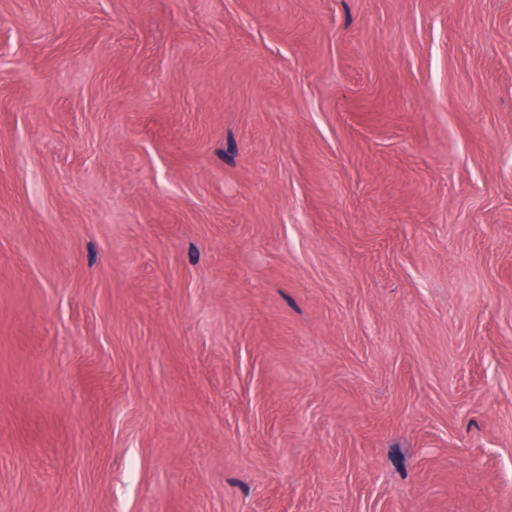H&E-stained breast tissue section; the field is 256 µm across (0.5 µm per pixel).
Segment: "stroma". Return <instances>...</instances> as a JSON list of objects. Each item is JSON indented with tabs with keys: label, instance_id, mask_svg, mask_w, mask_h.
<instances>
[{
	"label": "stroma",
	"instance_id": "obj_1",
	"mask_svg": "<svg viewBox=\"0 0 512 512\" xmlns=\"http://www.w3.org/2000/svg\"><path fill=\"white\" fill-rule=\"evenodd\" d=\"M0 512H512V0H0Z\"/></svg>",
	"mask_w": 512,
	"mask_h": 512
}]
</instances>
